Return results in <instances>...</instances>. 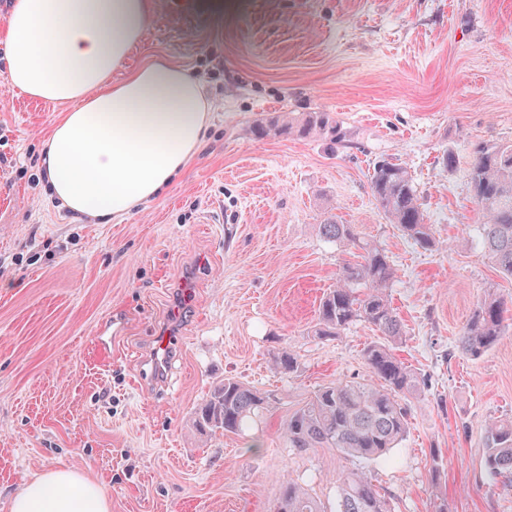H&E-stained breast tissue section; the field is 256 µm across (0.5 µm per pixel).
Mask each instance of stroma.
Listing matches in <instances>:
<instances>
[{"label": "stroma", "instance_id": "1", "mask_svg": "<svg viewBox=\"0 0 512 512\" xmlns=\"http://www.w3.org/2000/svg\"><path fill=\"white\" fill-rule=\"evenodd\" d=\"M157 59L205 85L207 141L157 198L98 224L58 208L41 175L67 105L11 88L0 44V512L63 467L103 483L112 512H273L291 480L333 512L339 477L359 467L391 512H512V483L484 466L488 423L512 418V330L478 358L458 343L486 292L512 310L469 183L477 148L512 144V0H150L112 79ZM283 112L330 113L340 138L253 135ZM382 159L412 175L434 247L378 208ZM331 218L390 256L396 353L421 381L406 435L376 461L286 434L320 388L375 380L368 323L314 333L352 258L319 235ZM176 308L159 385L145 358ZM282 350L297 359L288 374L271 366ZM227 378L271 405L240 432L200 436L192 413Z\"/></svg>", "mask_w": 512, "mask_h": 512}]
</instances>
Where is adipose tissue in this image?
<instances>
[{
    "mask_svg": "<svg viewBox=\"0 0 512 512\" xmlns=\"http://www.w3.org/2000/svg\"><path fill=\"white\" fill-rule=\"evenodd\" d=\"M148 0H13L6 19L12 87L72 109L46 140L53 200L78 216L121 220L184 173L213 110L201 81L163 61L112 83L149 19ZM105 487L58 468L12 497L10 512H110Z\"/></svg>",
    "mask_w": 512,
    "mask_h": 512,
    "instance_id": "ef3b65f1",
    "label": "adipose tissue"
}]
</instances>
